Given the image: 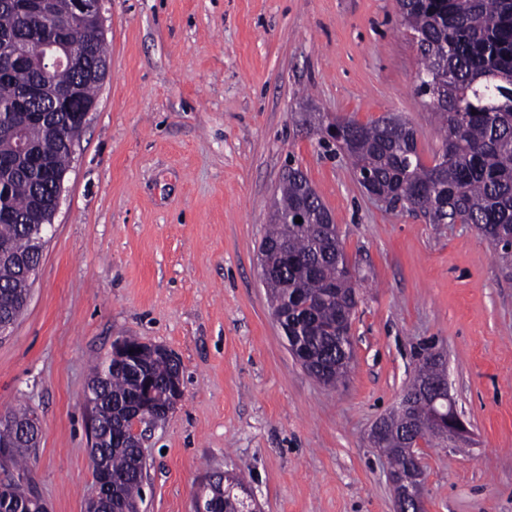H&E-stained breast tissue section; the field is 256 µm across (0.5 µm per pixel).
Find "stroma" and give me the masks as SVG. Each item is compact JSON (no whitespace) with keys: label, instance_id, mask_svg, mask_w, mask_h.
Instances as JSON below:
<instances>
[{"label":"stroma","instance_id":"35a3bbf8","mask_svg":"<svg viewBox=\"0 0 512 512\" xmlns=\"http://www.w3.org/2000/svg\"><path fill=\"white\" fill-rule=\"evenodd\" d=\"M109 70L64 176L23 314L0 339V412L33 410L31 484L86 512L94 359L120 336L171 350L183 398L143 444L144 512H193L210 473L262 512H394L370 442L424 348L472 435L422 450L428 512H512V268L469 224L391 211L320 147L319 117L394 114L440 146L397 0H106ZM361 279L348 379L293 357L258 247L288 167Z\"/></svg>","mask_w":512,"mask_h":512}]
</instances>
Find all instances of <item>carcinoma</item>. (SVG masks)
Listing matches in <instances>:
<instances>
[{
    "label": "carcinoma",
    "mask_w": 512,
    "mask_h": 512,
    "mask_svg": "<svg viewBox=\"0 0 512 512\" xmlns=\"http://www.w3.org/2000/svg\"><path fill=\"white\" fill-rule=\"evenodd\" d=\"M61 21L51 33L39 15L25 12L20 0H0V46L46 35L62 39L95 64L108 61L104 34L90 24L65 21L69 0H46ZM402 25L415 40L421 57L418 90L429 96L440 131L441 147L433 164L417 151L415 131L395 119L361 124L344 120L336 148L348 157L358 184L388 200L391 210L421 214L430 224H471L512 265V0H398ZM78 84L71 95L67 90ZM94 78L76 81L73 73L50 78L30 64L0 51V319L16 321L23 313L31 280L26 269L41 260L34 226L42 225L51 207L50 176L61 178L71 153L57 133L41 120L42 100L30 96L36 85L47 87L56 111L70 120L69 140L82 127L74 121L95 98ZM21 133L30 154L9 147ZM306 222L294 223L298 212ZM328 210L310 189L298 168L288 169L272 205L271 224L261 245L274 251V270L265 282L288 345L310 353L309 372L334 386L349 372L350 341L339 334L345 307L358 304L357 282L343 278L346 256ZM134 355L115 365L108 357L93 368L92 420L108 435L105 446L93 448L112 477V512H132L143 502L146 465L132 445L129 406L145 383L156 403L150 414L163 420L165 400L180 381L181 364L161 346L125 337ZM419 380L441 381L443 367L428 353L418 368ZM432 411L414 398L413 411L398 408L383 419L391 439L384 453L395 473L408 474L414 464L405 451L410 413L422 418ZM27 407L0 414V441L12 444L10 465L30 477L27 459L36 443L18 434L28 422ZM245 490L239 478L209 491L221 512H245Z\"/></svg>",
    "instance_id": "obj_1"
}]
</instances>
